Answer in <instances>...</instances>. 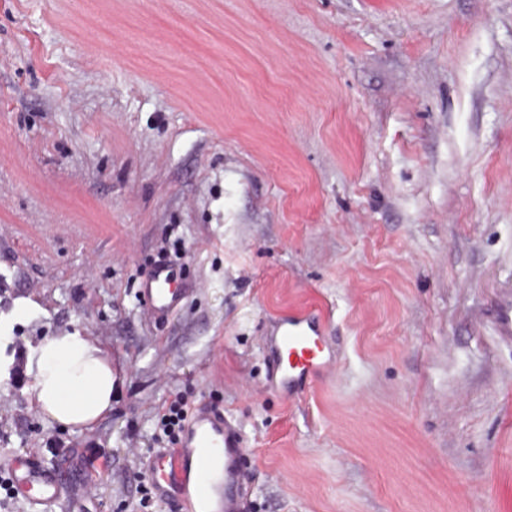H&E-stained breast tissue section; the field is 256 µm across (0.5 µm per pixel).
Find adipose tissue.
<instances>
[{"mask_svg":"<svg viewBox=\"0 0 512 512\" xmlns=\"http://www.w3.org/2000/svg\"><path fill=\"white\" fill-rule=\"evenodd\" d=\"M26 373L42 415L54 423L86 428L112 408V363L88 337L73 333L45 338L29 349Z\"/></svg>","mask_w":512,"mask_h":512,"instance_id":"adipose-tissue-1","label":"adipose tissue"}]
</instances>
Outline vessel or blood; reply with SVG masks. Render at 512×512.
Listing matches in <instances>:
<instances>
[{
    "label": "vessel or blood",
    "instance_id": "obj_1",
    "mask_svg": "<svg viewBox=\"0 0 512 512\" xmlns=\"http://www.w3.org/2000/svg\"><path fill=\"white\" fill-rule=\"evenodd\" d=\"M149 320L164 322L180 309L189 293L174 267L153 265L140 285ZM490 315L498 336L512 341V289H503ZM324 311L311 309L281 320L266 340L271 358V387L289 399L301 398L316 379L332 372L338 360L325 336ZM248 446L239 424L223 409L196 407L175 447L156 450L146 468L156 498L176 512H247L252 474ZM0 471L9 474L18 498L33 512L59 500L70 512H82L72 474L49 468L35 451L0 456Z\"/></svg>",
    "mask_w": 512,
    "mask_h": 512
}]
</instances>
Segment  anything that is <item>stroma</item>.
I'll use <instances>...</instances> for the list:
<instances>
[{"label": "stroma", "mask_w": 512, "mask_h": 512, "mask_svg": "<svg viewBox=\"0 0 512 512\" xmlns=\"http://www.w3.org/2000/svg\"><path fill=\"white\" fill-rule=\"evenodd\" d=\"M507 283L512 0H0V334L118 373L88 428L0 376V437L69 444L84 512L136 504L179 391L241 425L251 512H512ZM320 306L334 373L271 393L265 336ZM173 266L154 264L149 275L141 282L140 298L149 320L165 322L180 309L192 288L178 282ZM512 284L496 298L490 315L498 336L512 341Z\"/></svg>", "instance_id": "1"}]
</instances>
